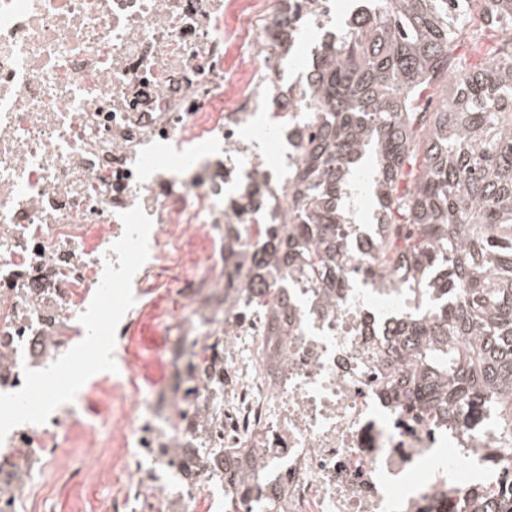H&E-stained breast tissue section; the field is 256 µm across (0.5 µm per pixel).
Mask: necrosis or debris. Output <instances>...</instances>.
<instances>
[{"label":"necrosis or debris","mask_w":512,"mask_h":512,"mask_svg":"<svg viewBox=\"0 0 512 512\" xmlns=\"http://www.w3.org/2000/svg\"><path fill=\"white\" fill-rule=\"evenodd\" d=\"M344 0H0V391L40 371L43 410L0 415V512H501L512 502V417L411 402L393 338L414 310L405 259L374 282L390 227L351 241L327 302L299 270L279 319L243 301L239 270L291 217L320 47ZM224 300L223 402L141 397L144 319L195 335ZM120 374L59 407L54 366L79 337ZM93 466L74 477L67 444ZM174 452L159 455V448ZM42 458L57 477H31Z\"/></svg>","instance_id":"1"}]
</instances>
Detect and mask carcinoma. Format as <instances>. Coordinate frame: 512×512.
I'll list each match as a JSON object with an SVG mask.
<instances>
[{
    "instance_id": "1",
    "label": "carcinoma",
    "mask_w": 512,
    "mask_h": 512,
    "mask_svg": "<svg viewBox=\"0 0 512 512\" xmlns=\"http://www.w3.org/2000/svg\"><path fill=\"white\" fill-rule=\"evenodd\" d=\"M472 0H387L324 59L306 166L288 182L291 231L256 262L298 260L327 299L343 287L336 256L356 235L336 204L366 152L371 187L396 232L377 261L407 259L404 284L428 308L401 327L416 372L409 393L453 408L484 396L512 411V42L466 66L453 56ZM486 25L512 28V0H479ZM451 88L439 112L420 103ZM408 186L399 192V183ZM189 380L221 383L205 355Z\"/></svg>"
}]
</instances>
